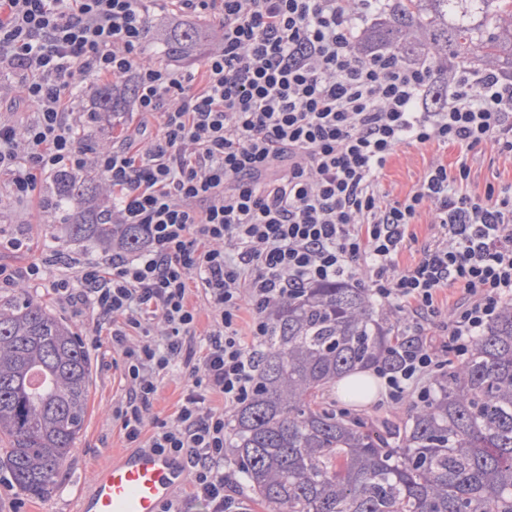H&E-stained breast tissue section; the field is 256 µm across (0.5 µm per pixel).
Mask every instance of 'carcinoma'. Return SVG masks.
Instances as JSON below:
<instances>
[{"label": "carcinoma", "instance_id": "1", "mask_svg": "<svg viewBox=\"0 0 512 512\" xmlns=\"http://www.w3.org/2000/svg\"><path fill=\"white\" fill-rule=\"evenodd\" d=\"M512 33V0H393L372 45L450 67L493 61ZM202 40L195 27L165 39L172 56ZM56 205L98 197L95 178L56 175ZM73 238L137 251L138 224L112 208L85 210ZM392 331L362 288L327 283L269 316L261 375L225 426L234 472L267 512H512V304L471 356L435 377L400 432L319 401L330 383L383 358ZM90 387L83 340L24 292L0 302V471L21 491L47 494L82 431Z\"/></svg>", "mask_w": 512, "mask_h": 512}]
</instances>
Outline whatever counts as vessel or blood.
Here are the masks:
<instances>
[{"mask_svg":"<svg viewBox=\"0 0 512 512\" xmlns=\"http://www.w3.org/2000/svg\"><path fill=\"white\" fill-rule=\"evenodd\" d=\"M187 480L185 467L171 455L129 452L93 472L78 512H162Z\"/></svg>","mask_w":512,"mask_h":512,"instance_id":"1","label":"vessel or blood"}]
</instances>
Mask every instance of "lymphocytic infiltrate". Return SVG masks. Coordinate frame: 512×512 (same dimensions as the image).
Listing matches in <instances>:
<instances>
[{
  "label": "lymphocytic infiltrate",
  "instance_id": "obj_1",
  "mask_svg": "<svg viewBox=\"0 0 512 512\" xmlns=\"http://www.w3.org/2000/svg\"><path fill=\"white\" fill-rule=\"evenodd\" d=\"M180 15L218 19V45L197 70L144 57L149 0H0V64L24 95L0 120V175L15 199L59 172L94 167L112 189V215L142 225L128 258L88 261L52 289L92 312L122 358L125 394L113 409L139 442L162 375L190 384L148 449L180 458L191 491L164 512H244L227 489L225 424L210 399L253 394L268 312L309 287L339 281L387 308L398 336L374 371L384 402H427L446 357L465 361L480 332L512 302V185L468 191L470 169L434 164L405 199L380 183L403 144L488 147L512 157V81L456 67L448 102L429 109L437 68L388 49H358L382 0H171ZM133 79L134 110L160 134L90 151L86 117L69 102L87 78ZM430 211L437 234L412 268L396 257L409 224ZM463 298L441 315L439 290ZM197 289L214 310L193 346ZM250 307L249 337L236 323Z\"/></svg>",
  "mask_w": 512,
  "mask_h": 512
}]
</instances>
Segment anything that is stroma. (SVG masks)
<instances>
[{
  "label": "stroma",
  "instance_id": "1",
  "mask_svg": "<svg viewBox=\"0 0 512 512\" xmlns=\"http://www.w3.org/2000/svg\"><path fill=\"white\" fill-rule=\"evenodd\" d=\"M72 109L97 113V122L85 126L82 137L85 144L100 148L121 139L132 122L133 99L120 96L113 111L102 112L98 109L94 88L89 87L73 96ZM462 158L470 169V187L474 192L483 193L490 183L512 184V161L490 148L479 147L465 153L458 146L444 144L400 146L389 158L381 182L394 198L401 200L416 189L431 162L452 167ZM51 196L52 183L47 180L39 184L32 198L0 205V229L10 235L25 236L31 242L27 251H0V264L16 270L33 263L45 264V280L29 288L28 296L47 305L87 341L91 338L92 321L86 316H76L72 309L59 302L51 283L62 276H74L78 263L89 258L101 261L105 254L96 244L71 238L69 226L74 221L73 212L45 210L44 203ZM52 239L60 243L62 257H48L45 244ZM89 359L91 380L85 423L64 469L50 493L41 499L30 497L12 485L0 484V512H76L80 497L89 489L92 472L114 457L132 451V444L112 417V409L123 395L121 367L113 363L105 346L90 351Z\"/></svg>",
  "mask_w": 512,
  "mask_h": 512
}]
</instances>
